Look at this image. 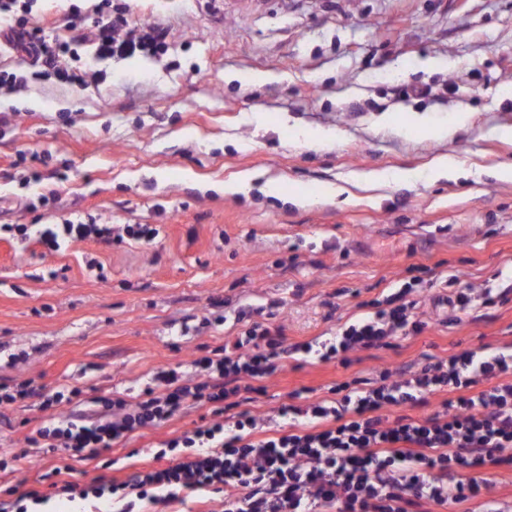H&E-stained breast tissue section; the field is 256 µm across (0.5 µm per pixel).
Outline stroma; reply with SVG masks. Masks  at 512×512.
Returning <instances> with one entry per match:
<instances>
[{"label": "stroma", "instance_id": "stroma-1", "mask_svg": "<svg viewBox=\"0 0 512 512\" xmlns=\"http://www.w3.org/2000/svg\"><path fill=\"white\" fill-rule=\"evenodd\" d=\"M125 2L121 37L159 27L163 55L100 61L81 46L82 87L36 76L0 86V225L44 213L111 225L117 238L58 252L0 239V388H75L85 409L100 397L131 401L154 371L191 372L248 323L273 321L290 344L329 337L359 305L415 278L430 328L347 368L285 359L248 410L284 431L288 393L315 399L379 367L512 343V301L444 326L434 286L449 270L480 288L512 269V182L495 176L512 163V140L493 134L512 126V98L500 94L512 87V0ZM93 4L33 0L28 20L52 40L73 11L92 17ZM427 58L444 68L422 69ZM251 73L268 79L248 82ZM415 86L430 95H411ZM423 124L454 131L425 137ZM308 131L330 140L309 143ZM437 155L454 156L462 175L401 179ZM245 170L260 173L249 193L224 195V181ZM371 170L399 177L349 183ZM268 178L284 193H266ZM333 183L347 192L328 197ZM135 224L158 237L128 239ZM205 413L187 404L98 459L71 458L69 479L159 468L158 443ZM51 416L36 397L0 407V490L46 489L59 456L26 438Z\"/></svg>", "mask_w": 512, "mask_h": 512}]
</instances>
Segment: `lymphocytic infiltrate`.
Masks as SVG:
<instances>
[{"label": "lymphocytic infiltrate", "mask_w": 512, "mask_h": 512, "mask_svg": "<svg viewBox=\"0 0 512 512\" xmlns=\"http://www.w3.org/2000/svg\"><path fill=\"white\" fill-rule=\"evenodd\" d=\"M28 0H0V15L22 12L4 35L11 50H22L32 66L45 68L60 83L82 84L69 67L78 53L70 41L42 38L29 27ZM91 22L82 24L79 42L100 59L136 54L154 56L165 45L152 34L123 38L124 9L98 0ZM11 238L37 239L58 251L70 240L108 245L111 227L71 221L48 224L37 235L27 226L6 224ZM505 287L475 289L451 274L443 282V304L451 310L491 307L512 297V274ZM413 285L390 294L371 315L345 325L329 341L286 343L281 327L253 323L230 346L194 360L187 376L173 369L154 373L140 400L100 398L91 410L52 417L29 442L97 457L137 430L164 423L185 403L210 405L215 422L163 441L155 459L167 467L138 472L118 482L103 476L80 485L63 480L66 465L47 472V491L26 493L25 503L0 504V512H28L54 497L67 501L107 496L135 512L138 502L155 500L157 490L176 499L184 490L220 496L223 512H423L425 506L460 505L484 488L475 471L491 465L512 469V346L465 350L430 360L416 369L376 370L373 379H352L330 389L331 396L305 404H286L279 414L285 432L266 433L243 411L280 359L305 355L347 366L352 353L389 347L400 336L417 335L427 320L417 312ZM445 398L430 416H390L393 407L426 404L430 394Z\"/></svg>", "instance_id": "obj_1"}]
</instances>
